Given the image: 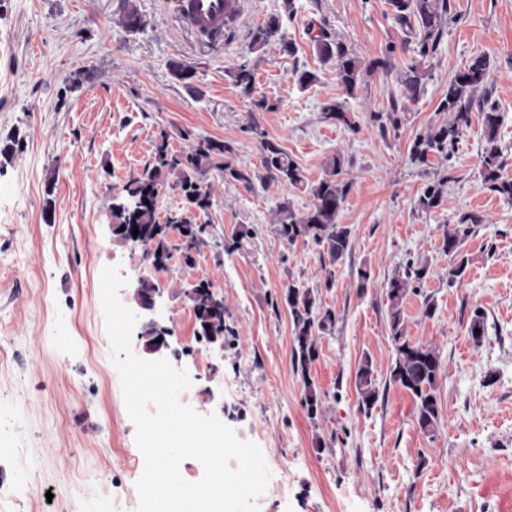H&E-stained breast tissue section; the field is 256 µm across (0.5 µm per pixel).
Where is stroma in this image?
<instances>
[{
  "mask_svg": "<svg viewBox=\"0 0 512 512\" xmlns=\"http://www.w3.org/2000/svg\"><path fill=\"white\" fill-rule=\"evenodd\" d=\"M450 3L425 89L411 100L397 75L419 57L387 0H241L233 29L210 40L184 23L178 0H138L146 25L135 34L114 23L115 0H0V147L10 148L0 154V512H135L143 457L105 329L100 274L109 265L127 280L121 302L141 278L162 289L165 357L192 379L188 406L218 414L287 471L260 512H512V202L483 182L479 116L451 157L422 165L410 155L417 135L451 120L438 109L448 83L484 52V88L501 115L497 146L512 176V0ZM272 17L291 51L253 48V31ZM321 30L360 60L354 93L321 60L312 40ZM174 61L195 66L190 83L171 75ZM241 62L271 110L239 94L230 70ZM305 70L318 79L303 89ZM331 102L348 123L325 119ZM162 130L176 152L202 138L232 145L235 166L253 177L246 185L216 170L206 176L213 206L199 220L211 242L189 267L177 234L158 265L117 242L107 217ZM265 138L311 185L326 159L344 161L350 191L338 221L352 239L335 287L323 285L318 247L276 231L278 202L301 213L312 197L267 178ZM444 176L442 204L421 211L425 187ZM464 214L481 222L463 244L470 270L452 286L440 243ZM244 228L252 234L241 248L224 251ZM410 259L431 271L403 304L407 336L441 359L431 433L417 423L414 398L389 382L386 287ZM362 267L371 271L364 289ZM199 280L224 297L230 346L196 339L184 292ZM291 283L313 288L336 314L309 372L321 394L313 415L293 365L289 310L274 303ZM477 309L478 343L467 334ZM366 358L379 389L369 409L355 387Z\"/></svg>",
  "mask_w": 512,
  "mask_h": 512,
  "instance_id": "1",
  "label": "stroma"
}]
</instances>
